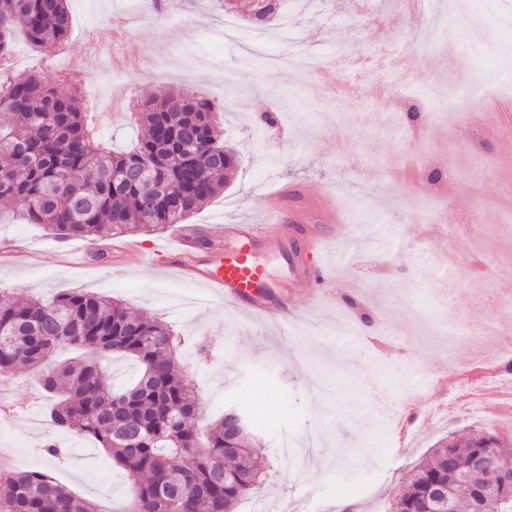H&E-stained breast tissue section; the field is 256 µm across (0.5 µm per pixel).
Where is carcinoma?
Returning <instances> with one entry per match:
<instances>
[{
  "label": "carcinoma",
  "mask_w": 512,
  "mask_h": 512,
  "mask_svg": "<svg viewBox=\"0 0 512 512\" xmlns=\"http://www.w3.org/2000/svg\"><path fill=\"white\" fill-rule=\"evenodd\" d=\"M67 0H0V58L17 31L40 48L68 36ZM136 146L114 153L97 140L76 87L66 91L35 73L0 68V205L17 207L29 224L62 240L95 243L100 233L161 231L224 190L236 156L224 150L213 107L191 93H167L137 115ZM180 341L162 320L79 291L47 302L0 296V378L19 366L41 370L50 394L51 427L95 440L131 478L130 505L120 512H235L260 481L249 421L230 413L204 429L191 425L200 397ZM82 351L52 363L54 351ZM115 355L140 366L135 380L112 388L107 363ZM479 455L499 470L475 469ZM448 486L453 512H512V439L476 431L464 444L439 443L400 488L390 512H429L435 489ZM0 512H90L50 469L0 470Z\"/></svg>",
  "instance_id": "cac0c4a2"
}]
</instances>
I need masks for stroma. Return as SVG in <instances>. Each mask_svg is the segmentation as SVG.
Masks as SVG:
<instances>
[{
  "label": "stroma",
  "instance_id": "35a3bbf8",
  "mask_svg": "<svg viewBox=\"0 0 512 512\" xmlns=\"http://www.w3.org/2000/svg\"><path fill=\"white\" fill-rule=\"evenodd\" d=\"M215 0H69L72 26L56 55L17 36L11 66L47 81L68 59L92 44L112 42L114 14L135 21L121 52L138 69L123 76V115L94 125L114 150L130 149L140 135L135 118L144 103L167 91L209 99L225 147L238 168L229 185L188 223L224 238L228 224L263 223L280 207L278 188L307 201L335 196L348 214L321 251L328 286L322 305L309 304L301 269L291 254L261 252L267 286L294 283L296 309H269L253 317L231 301L174 278L146 262L116 268L63 259L60 240L36 224L0 212V243L23 247L22 259L0 257V290L16 298L49 299L72 290L121 301L191 337L185 361L201 399L199 423L225 406L250 404L277 414L263 428L264 473L249 504L287 505L288 512H334L337 502L358 512H388L396 489L443 439L477 428L474 420L438 418L448 393L438 380L451 365L470 363L486 348L481 323L512 316V290L493 276L512 263V123L494 116L512 110V94L487 98L462 116H444L449 84L462 87L512 78V15L504 0H454L446 27L433 33L434 0L418 14L396 0H285L291 37L249 23L236 8ZM436 44L406 56L395 69L390 55L414 36ZM335 73L332 88L320 71ZM416 111L414 122L385 126L389 108ZM277 124L268 127L266 117ZM455 168L453 183L433 182L434 170ZM437 199L434 224L413 207ZM470 208L478 235L459 231ZM449 256L462 292L448 306L443 276L433 261ZM372 309L346 344L331 335L339 317ZM210 346L199 359L197 344ZM35 370L20 368L0 387V404L30 407L44 419L46 400L34 387ZM48 431L32 421L0 425V459L15 470H37ZM65 454L56 477L69 491L115 512L128 497V479L96 442L57 434Z\"/></svg>",
  "mask_w": 512,
  "mask_h": 512
}]
</instances>
